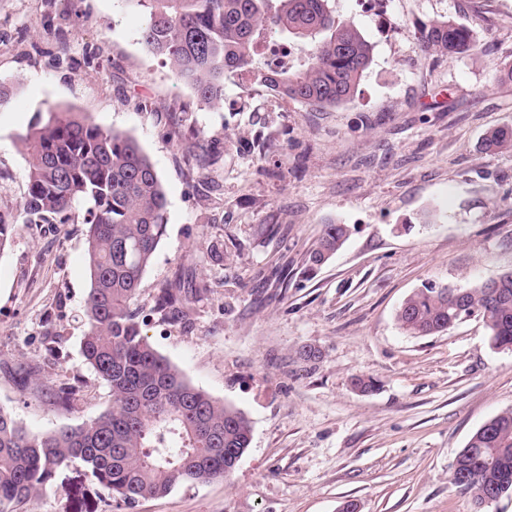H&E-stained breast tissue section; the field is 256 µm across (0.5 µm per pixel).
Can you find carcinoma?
<instances>
[{"label":"carcinoma","mask_w":512,"mask_h":512,"mask_svg":"<svg viewBox=\"0 0 512 512\" xmlns=\"http://www.w3.org/2000/svg\"><path fill=\"white\" fill-rule=\"evenodd\" d=\"M142 7L145 49L210 103L224 99V72L304 105L353 100L372 61V46L352 23L337 24L329 0H122ZM418 50L455 57L473 46L471 31L449 20L420 25ZM29 155L25 224L88 225L90 288L81 352L112 392V406L76 427L26 429L0 408V512L46 490L61 467L80 466L125 503L167 495L178 485L229 475L224 451L248 449L252 427L238 409L188 382L143 335L133 308L139 285L165 233L166 196L150 159L132 138L54 106L21 136ZM487 151L512 150V130L493 129ZM15 219L0 211V251ZM345 224H328L310 255L319 264L344 243ZM455 297L433 285L407 297L397 320L412 336L445 332L460 307L476 311L493 347L512 350V274L500 287L475 282ZM189 292L163 288L160 313ZM476 453L459 459L472 495L512 498V409L469 439Z\"/></svg>","instance_id":"cac0c4a2"}]
</instances>
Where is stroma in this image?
Returning a JSON list of instances; mask_svg holds the SVG:
<instances>
[{"instance_id": "35a3bbf8", "label": "stroma", "mask_w": 512, "mask_h": 512, "mask_svg": "<svg viewBox=\"0 0 512 512\" xmlns=\"http://www.w3.org/2000/svg\"><path fill=\"white\" fill-rule=\"evenodd\" d=\"M373 49L355 98L312 107L234 72L210 105L140 42L146 11L121 0H0V209L19 214V141L58 106L134 138L167 199L138 290L143 335L194 386L241 410L252 442L224 480L129 505L70 468L18 512H476L448 481L456 453L512 409V351L477 319L411 336L401 303L512 272V0H330ZM467 26L475 50L421 56L416 25ZM350 235L327 262L326 225ZM183 312L155 309L165 286ZM87 227L16 224L0 253V407L27 429L76 426L112 404L80 342ZM318 350L306 361L303 347ZM40 370L23 384L21 372ZM357 377L377 383L372 393ZM72 384V409L50 392ZM348 232L349 229L344 224L326 225L317 247L310 255L311 263L318 265L335 254L344 243Z\"/></svg>"}]
</instances>
